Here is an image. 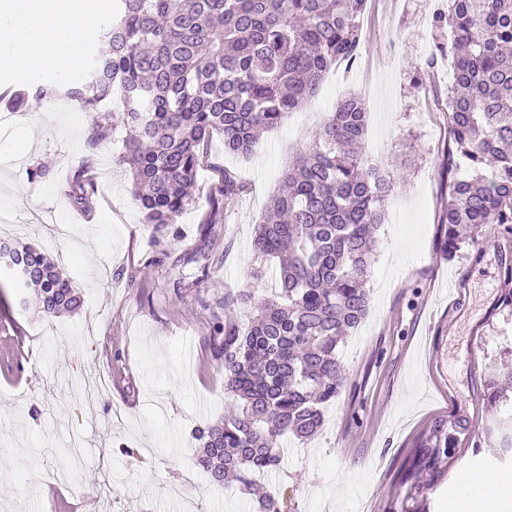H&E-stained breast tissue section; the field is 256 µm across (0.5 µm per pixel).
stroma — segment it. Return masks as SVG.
Segmentation results:
<instances>
[{
    "label": "stroma",
    "mask_w": 512,
    "mask_h": 512,
    "mask_svg": "<svg viewBox=\"0 0 512 512\" xmlns=\"http://www.w3.org/2000/svg\"><path fill=\"white\" fill-rule=\"evenodd\" d=\"M448 0H367L359 57L336 69L301 109L264 133L249 156L213 135L196 202L172 233L154 235L116 164L121 141L102 144L85 178L88 208L67 194L91 123L77 102L29 99L0 128V240L42 249L81 298L51 316L14 286L0 263V512H258L251 495L213 484L194 465L193 431L224 415V365L212 355L228 290L256 265L254 226L286 162L348 92L368 112L366 148L381 146L397 180L377 232L369 312L338 347L346 385L308 444H287L267 492L296 512H448L469 475L512 477L482 428L490 416L484 367L512 350V291L494 225L467 230L453 255L442 248L440 172L448 141L447 62L428 68L432 16ZM418 149L403 167L402 143ZM44 167L33 180L30 170ZM245 186L220 203L224 171ZM460 295H453V287ZM21 354V371L6 358ZM101 380L94 404L81 395ZM458 434L453 456L431 468L433 426ZM75 446L77 468L63 465ZM137 449L134 457L122 447Z\"/></svg>",
    "instance_id": "35a3bbf8"
}]
</instances>
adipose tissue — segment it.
<instances>
[{
  "mask_svg": "<svg viewBox=\"0 0 512 512\" xmlns=\"http://www.w3.org/2000/svg\"><path fill=\"white\" fill-rule=\"evenodd\" d=\"M108 7V0H0V70L18 81L39 69L73 72L80 44L95 37V18ZM468 484L473 495L450 512H498L504 480L476 474Z\"/></svg>",
  "mask_w": 512,
  "mask_h": 512,
  "instance_id": "obj_1",
  "label": "adipose tissue"
}]
</instances>
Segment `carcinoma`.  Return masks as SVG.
Listing matches in <instances>:
<instances>
[{
  "instance_id": "carcinoma-1",
  "label": "carcinoma",
  "mask_w": 512,
  "mask_h": 512,
  "mask_svg": "<svg viewBox=\"0 0 512 512\" xmlns=\"http://www.w3.org/2000/svg\"><path fill=\"white\" fill-rule=\"evenodd\" d=\"M87 73L61 90L37 83L10 105L64 94L92 113L87 154L74 171L69 197L86 208L94 190L83 172L99 146L122 137L121 164L145 223L161 235L191 202L204 146L215 133L224 149L247 156L260 135L285 123L325 75L358 58L359 21L367 0H116ZM432 25L448 40L437 51L453 59L445 102L448 143L441 163L448 199L439 223L444 249L460 248L458 228L494 224L512 239V0H448ZM119 90L120 112L98 103ZM367 124L357 95L336 103L310 142L288 162L280 189L255 225L260 266L256 287L224 294V323L214 357L224 363L231 411L195 430L196 465L217 485L249 490L280 466L289 439L305 443L323 428V409L345 384L336 349L365 318V287L375 261V232L385 223L394 190L361 154ZM466 166L468 177L455 176ZM245 186L224 171V202ZM8 261L46 314L74 312L80 298L41 250L0 242ZM253 313L237 319L239 309ZM488 404L496 416L488 435L498 456H512V416L502 385L512 386V358L486 366ZM433 459L455 453L456 437L433 427Z\"/></svg>"
}]
</instances>
